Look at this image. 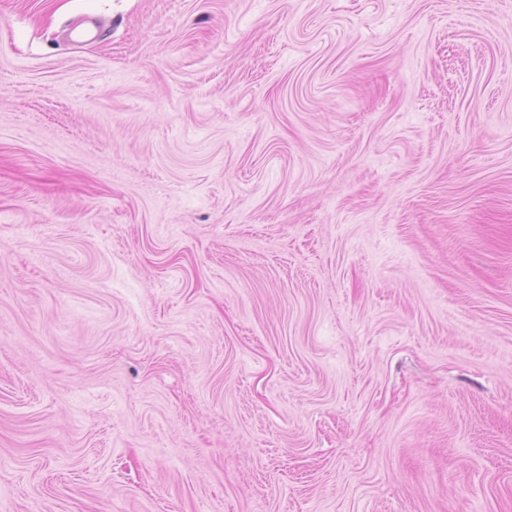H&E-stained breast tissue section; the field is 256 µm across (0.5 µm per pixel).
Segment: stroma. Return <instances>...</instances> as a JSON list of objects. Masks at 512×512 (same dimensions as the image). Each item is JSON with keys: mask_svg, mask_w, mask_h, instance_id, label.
<instances>
[{"mask_svg": "<svg viewBox=\"0 0 512 512\" xmlns=\"http://www.w3.org/2000/svg\"><path fill=\"white\" fill-rule=\"evenodd\" d=\"M0 512H512V0H0Z\"/></svg>", "mask_w": 512, "mask_h": 512, "instance_id": "35a3bbf8", "label": "stroma"}]
</instances>
